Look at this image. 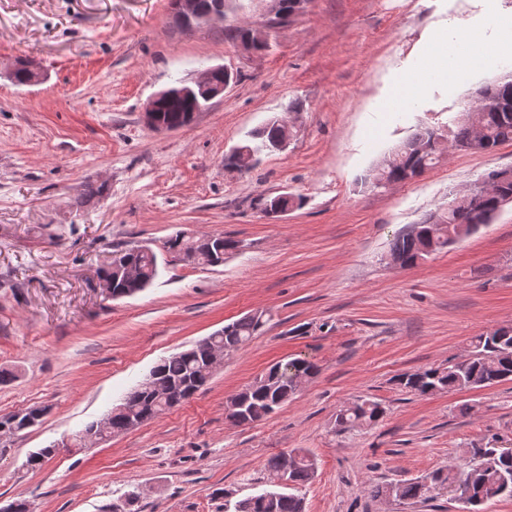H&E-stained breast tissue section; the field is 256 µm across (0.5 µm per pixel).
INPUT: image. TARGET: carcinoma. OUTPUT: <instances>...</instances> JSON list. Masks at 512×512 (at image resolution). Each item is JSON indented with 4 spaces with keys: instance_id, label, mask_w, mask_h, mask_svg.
<instances>
[{
    "instance_id": "carcinoma-1",
    "label": "carcinoma",
    "mask_w": 512,
    "mask_h": 512,
    "mask_svg": "<svg viewBox=\"0 0 512 512\" xmlns=\"http://www.w3.org/2000/svg\"><path fill=\"white\" fill-rule=\"evenodd\" d=\"M236 37L263 52L269 42L258 36L253 28H240ZM482 97L496 102L490 111L474 102L465 106L455 119V128L448 130V148L465 151L490 152L500 144L512 141V80L504 79L481 88ZM205 94L192 97L173 96L162 100L158 112L167 125H181L190 110L202 111ZM437 129L425 127L402 142L385 157L374 170L371 180L401 183L412 180L432 167L440 150L431 146ZM281 136L277 121H268L251 135L256 143L245 144L253 153L272 149ZM492 184L489 191L476 186L454 198L448 211L436 219L414 225V231L396 237L390 246L391 260L402 267H412L466 237L495 218L496 199L512 196V174L497 179L487 175ZM304 199L299 195L274 196L265 201L264 211L270 215L300 207ZM165 248L170 253L183 251L193 256L192 263L202 266L220 265L224 255L238 248V241L225 236L191 238L182 232L168 238ZM159 273L156 253L135 246L112 252L109 262L98 276L111 280L112 292L123 298L150 285ZM266 321L255 316H244L224 326V329L183 351L171 354L153 367L136 388L128 392L122 402L105 415L106 437L118 436L135 425L154 419L174 407L171 396H183L193 388L206 384L211 376L208 362L214 345L230 354L260 335ZM316 366L299 358L278 361L252 384L237 393L233 400L244 405L248 419L254 423L274 413L296 393L293 378L310 377ZM512 379V326H501L476 336L471 344L470 359L465 364L450 363L446 367L427 368L404 373L396 379L402 390L414 396L479 388ZM384 415L381 403L371 398H359L336 413V425L341 430L370 426ZM473 461L450 465L420 479L400 480L394 484L375 485L371 495L380 498L389 495L403 501L418 502L431 498L437 490L460 483L472 487L474 495L469 512H480L502 498H512V453L493 444L472 448ZM298 462L289 472L288 490H263L235 504V512H305L301 490L314 477L315 460L305 451H294Z\"/></svg>"
}]
</instances>
